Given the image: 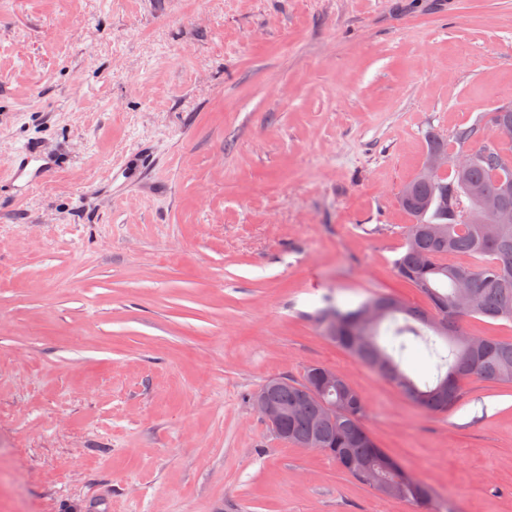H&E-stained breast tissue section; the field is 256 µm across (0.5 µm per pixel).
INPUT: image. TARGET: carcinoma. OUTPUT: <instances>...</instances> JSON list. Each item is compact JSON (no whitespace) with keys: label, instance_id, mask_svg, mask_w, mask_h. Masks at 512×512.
Returning <instances> with one entry per match:
<instances>
[{"label":"carcinoma","instance_id":"1","mask_svg":"<svg viewBox=\"0 0 512 512\" xmlns=\"http://www.w3.org/2000/svg\"><path fill=\"white\" fill-rule=\"evenodd\" d=\"M476 153L480 159L466 169L444 173L433 182L415 177L400 192V206L414 223L408 226L393 268L427 304L414 306L396 297L378 296L355 309L336 306L319 313L326 339L376 372L382 366L392 368L400 378L395 386L430 414L448 412L472 379L512 385V337L484 336L478 349L460 339L461 323L467 317L512 325V223L486 231L493 195L501 185L512 183V145L485 144ZM442 192L448 195V207L430 206L431 199ZM455 256H466L470 262L450 261ZM435 314L447 319L448 332L432 327ZM416 348L426 353L434 369L421 382L403 368L406 355ZM323 369L311 364L298 380L267 381L268 398L287 410L288 443L317 442L318 451L342 471L389 498L416 504L424 498L432 501L425 484L394 481L365 425L367 406L361 392L350 394L340 383L324 385ZM305 386L325 391L327 400L350 395V413L334 422L324 419L320 400L300 399L298 388ZM367 469L376 480L362 478Z\"/></svg>","mask_w":512,"mask_h":512}]
</instances>
